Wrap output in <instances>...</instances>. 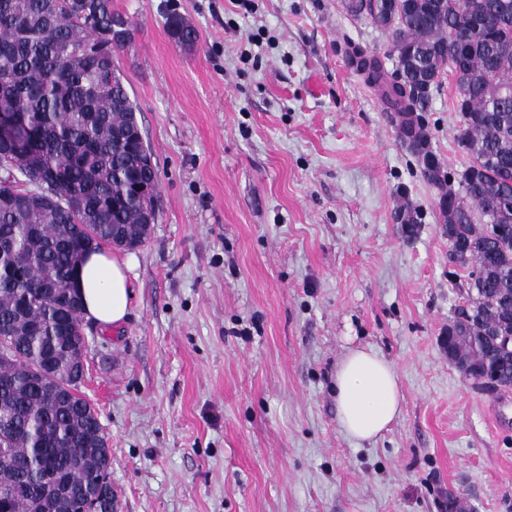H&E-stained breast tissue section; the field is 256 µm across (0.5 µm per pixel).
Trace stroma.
<instances>
[{
    "mask_svg": "<svg viewBox=\"0 0 512 512\" xmlns=\"http://www.w3.org/2000/svg\"><path fill=\"white\" fill-rule=\"evenodd\" d=\"M346 3L112 0L158 183L126 321L82 323L117 512H443L452 489L469 512H512V389L475 387L441 349L468 272L392 112L346 62L358 45L394 70L390 36ZM425 119L461 173L451 74ZM354 346L394 363L403 396L363 445L336 412Z\"/></svg>",
    "mask_w": 512,
    "mask_h": 512,
    "instance_id": "obj_1",
    "label": "stroma"
}]
</instances>
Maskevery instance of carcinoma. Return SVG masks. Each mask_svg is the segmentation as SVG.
<instances>
[{
    "label": "carcinoma",
    "mask_w": 512,
    "mask_h": 512,
    "mask_svg": "<svg viewBox=\"0 0 512 512\" xmlns=\"http://www.w3.org/2000/svg\"><path fill=\"white\" fill-rule=\"evenodd\" d=\"M388 31L395 72L375 55L348 54L395 112L400 133L417 156L423 178L438 190L451 241L449 259L469 269L475 296L448 331L456 356L503 328L512 333V0H349ZM124 17L112 0H0V113L11 136L36 132L28 143L43 169L63 177L23 188L0 165V483L14 494L0 512H81L97 506L96 479L108 438L83 396L80 330L83 299L71 287L85 256L113 236L142 242L157 186L147 164L136 106L116 69L129 40L113 39ZM183 46L195 30L179 15L168 20ZM97 49L77 64L64 59L87 44ZM455 79L459 143L470 157L454 180L430 150L424 111L444 72ZM494 388H512V356L494 348L471 372L484 369ZM57 482L47 484L42 464Z\"/></svg>",
    "instance_id": "1"
}]
</instances>
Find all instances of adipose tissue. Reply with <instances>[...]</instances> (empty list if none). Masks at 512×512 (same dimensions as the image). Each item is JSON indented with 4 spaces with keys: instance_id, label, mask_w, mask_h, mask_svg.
<instances>
[{
    "instance_id": "1",
    "label": "adipose tissue",
    "mask_w": 512,
    "mask_h": 512,
    "mask_svg": "<svg viewBox=\"0 0 512 512\" xmlns=\"http://www.w3.org/2000/svg\"><path fill=\"white\" fill-rule=\"evenodd\" d=\"M130 270V260L105 250L86 257L77 279L85 318L103 327L125 321L131 305ZM335 390L338 424L355 443L381 436L401 413L397 370L371 348L345 352L336 365Z\"/></svg>"
}]
</instances>
